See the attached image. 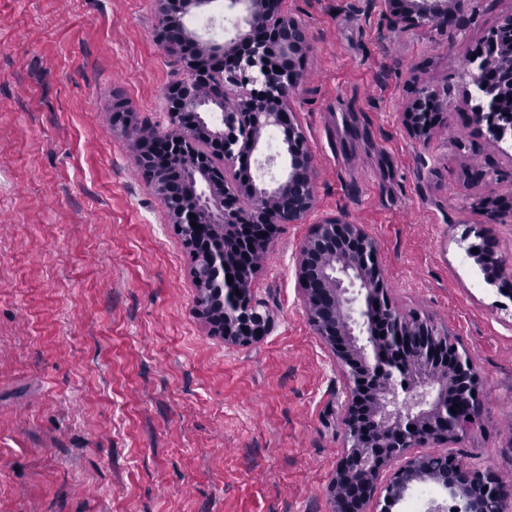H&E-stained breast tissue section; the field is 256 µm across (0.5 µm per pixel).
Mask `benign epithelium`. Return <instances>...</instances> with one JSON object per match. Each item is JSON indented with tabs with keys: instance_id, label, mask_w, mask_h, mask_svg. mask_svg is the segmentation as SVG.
Wrapping results in <instances>:
<instances>
[{
	"instance_id": "benign-epithelium-1",
	"label": "benign epithelium",
	"mask_w": 512,
	"mask_h": 512,
	"mask_svg": "<svg viewBox=\"0 0 512 512\" xmlns=\"http://www.w3.org/2000/svg\"><path fill=\"white\" fill-rule=\"evenodd\" d=\"M463 0H388L394 25L403 28L451 29ZM211 0H161L158 40L169 48L172 28L185 30L188 77L166 92L169 130L159 137L167 143L164 160L153 161L158 149L143 143L140 166L155 190L160 172L172 160L186 161V177L194 182L198 201L169 208L171 223L191 249L202 234L224 239L228 247L206 254L208 269H191L196 313L227 345L259 340L270 321L258 312L252 292L256 266L253 256L264 252L279 228L302 224L312 210L314 172L305 137L291 107L302 79L296 62L309 49L306 27L283 14L279 0H229L228 7L244 11V27L224 43L205 41L185 29L184 17ZM489 55L480 49L469 59L463 98L472 122L486 124L497 143L512 141V111L499 107L497 97L512 86V72L492 74L494 54L512 46V17L489 35ZM215 82L226 93L216 103L222 127L207 121L210 102L200 93L201 82ZM448 104L425 87L417 90L404 123L414 138L425 140L445 122ZM283 129L288 175L272 185L244 180L229 167L258 150L263 132ZM197 222L192 227L191 222ZM478 242L470 256L491 260L503 271L505 260L491 245L483 225H471L465 237ZM296 276L303 287V305L310 325L348 375L344 419L349 448L339 461L330 491L334 512H364L376 493L383 494L382 512L402 500L420 481L425 457L411 449L421 444H448L461 438L474 422L481 402L478 375L470 358L418 318H403L393 306L377 262L375 241L344 216L318 221L296 255ZM233 282H227V278ZM410 385L412 402L397 407V378ZM455 411H450V408ZM404 463L383 488L378 480L394 460ZM450 466L429 481L448 489L455 512H476L465 485L481 478L485 496L512 500V488L484 466L449 459Z\"/></svg>"
}]
</instances>
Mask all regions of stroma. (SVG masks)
Returning a JSON list of instances; mask_svg holds the SVG:
<instances>
[{
  "mask_svg": "<svg viewBox=\"0 0 512 512\" xmlns=\"http://www.w3.org/2000/svg\"><path fill=\"white\" fill-rule=\"evenodd\" d=\"M309 50L293 102L314 206L284 225L253 280L272 326L235 347L195 314L191 256L138 171L141 130H166L185 77L157 41L158 0H0V512H332L348 442V379L310 326L296 253L326 216L377 245L404 317L472 358L482 402L454 453L512 478V300L467 254L487 224L512 259V159L461 103V68L512 0H464L455 33L396 29L385 0H282ZM240 10L213 0L188 29L223 41ZM450 121L420 142L417 88ZM125 111L126 122L114 119ZM264 132L249 174L285 176ZM433 103H437L439 105L441 112H436L433 121L424 125L420 122L416 111L421 110L422 108L432 107ZM447 110L448 102H440L435 93L425 87H422L417 90L411 107L404 113V123L411 136L418 140H426L434 127L445 122V115L447 113L444 111Z\"/></svg>",
  "mask_w": 512,
  "mask_h": 512,
  "instance_id": "1",
  "label": "stroma"
}]
</instances>
